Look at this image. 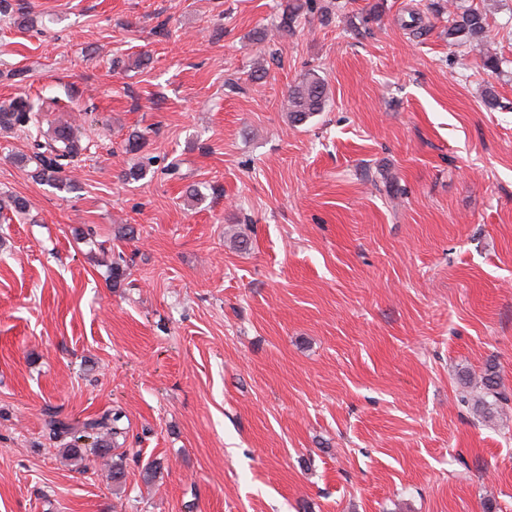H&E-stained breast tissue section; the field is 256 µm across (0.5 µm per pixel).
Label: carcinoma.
Wrapping results in <instances>:
<instances>
[{
  "label": "carcinoma",
  "instance_id": "1",
  "mask_svg": "<svg viewBox=\"0 0 512 512\" xmlns=\"http://www.w3.org/2000/svg\"><path fill=\"white\" fill-rule=\"evenodd\" d=\"M313 10L311 0L305 4H287L282 17V27L293 25L303 9ZM487 15L478 9L467 8L453 14L448 19V44L454 46L478 47L486 37ZM327 85L324 80L309 72L288 89L285 106L295 123L306 121L311 115L322 111L327 98ZM60 108L55 97H40L31 100L19 97L0 107V131L22 134L33 140L31 155L22 160L34 164L33 178L59 187L71 185L66 167L72 164L84 150L79 128L67 122L58 123L50 133L41 131L43 117ZM484 396L491 398V404L508 401L501 391L496 372L488 371L482 381ZM118 413H106L99 418L89 419L80 427H71L61 420L50 421L59 433L71 436L67 453L77 460H84L89 453L97 458L110 455L111 443L101 439L100 431L116 436L120 434Z\"/></svg>",
  "mask_w": 512,
  "mask_h": 512
}]
</instances>
